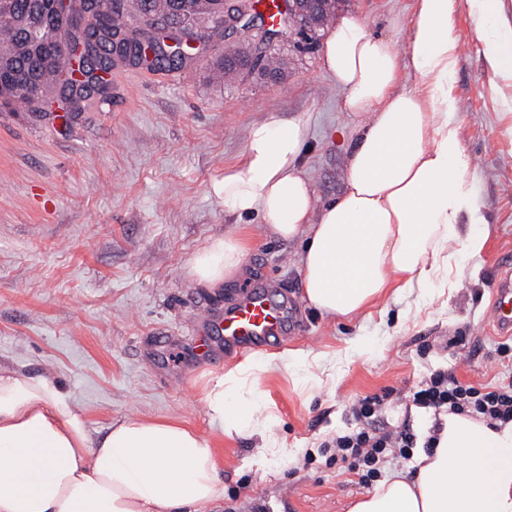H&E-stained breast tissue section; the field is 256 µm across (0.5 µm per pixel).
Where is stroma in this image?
I'll return each instance as SVG.
<instances>
[{"label": "stroma", "instance_id": "stroma-1", "mask_svg": "<svg viewBox=\"0 0 512 512\" xmlns=\"http://www.w3.org/2000/svg\"><path fill=\"white\" fill-rule=\"evenodd\" d=\"M415 5L350 3L371 33L393 43L409 87ZM452 24L458 51L448 94L489 224L482 254L461 255L451 288L389 293L350 320L307 305L298 243L271 235L259 218L226 215L207 188L240 161L251 123L306 118L305 170L321 198L335 197L360 121L342 111L320 41L251 43L255 57L284 58L282 80L220 83L211 71L242 39L216 33L204 55L172 72L116 63L107 97L91 95L62 115L0 103V362L53 375L90 429L148 416L213 436L224 496L204 512H347L369 488L317 451L353 427L354 400L394 390L381 425L406 421L423 432L433 419L408 392L432 371L475 385L512 380V361L495 352L503 337L491 326L492 284L512 252V111L500 105L512 85H494L467 0H453ZM227 231L247 248L245 278L214 289L196 284L190 261ZM266 283L292 293L301 325L277 353L305 349L321 363L285 362L262 374V399L277 421L259 462L255 439L215 435L202 404L205 382L238 355L197 359L192 333L202 311Z\"/></svg>", "mask_w": 512, "mask_h": 512}]
</instances>
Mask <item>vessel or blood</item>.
I'll list each match as a JSON object with an SVG mask.
<instances>
[{"label":"vessel or blood","instance_id":"b4317fda","mask_svg":"<svg viewBox=\"0 0 512 512\" xmlns=\"http://www.w3.org/2000/svg\"><path fill=\"white\" fill-rule=\"evenodd\" d=\"M295 301L279 297L269 287L246 291L223 313L205 312L197 323L196 355L210 352L216 342H223L228 353L249 352L260 347L283 343L295 334ZM493 323L499 332L512 333V259L502 265L494 282Z\"/></svg>","mask_w":512,"mask_h":512}]
</instances>
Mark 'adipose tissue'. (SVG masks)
Segmentation results:
<instances>
[{
	"label": "adipose tissue",
	"mask_w": 512,
	"mask_h": 512,
	"mask_svg": "<svg viewBox=\"0 0 512 512\" xmlns=\"http://www.w3.org/2000/svg\"><path fill=\"white\" fill-rule=\"evenodd\" d=\"M449 2L416 0L413 89L399 88L394 46L357 14L340 12L329 26L321 66L343 91V111L365 119L338 196L321 199L301 163L303 120L253 122L241 161L209 185L225 213L260 214L277 238L300 241L305 297L322 315L352 319L386 291L448 286L456 263L449 241L472 257L484 248V206L451 118L457 39ZM468 2L493 79L511 83L504 0ZM246 268L242 241L223 234L193 257L189 273L219 288ZM277 367V355L254 354L207 380L204 408L219 435L271 439L274 416L262 410L257 379ZM444 422L414 479L391 473L348 512H512V427L455 414ZM223 494L211 440L183 423L125 419L94 434L53 376L0 363V512H201Z\"/></svg>",
	"instance_id": "adipose-tissue-1"
}]
</instances>
